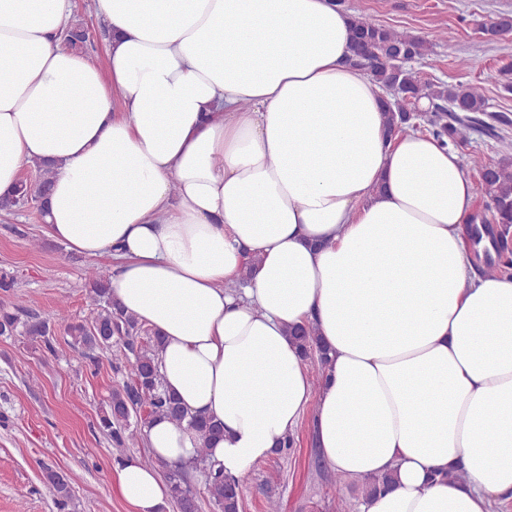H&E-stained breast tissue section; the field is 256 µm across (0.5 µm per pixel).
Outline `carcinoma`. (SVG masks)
<instances>
[{
    "instance_id": "obj_1",
    "label": "carcinoma",
    "mask_w": 512,
    "mask_h": 512,
    "mask_svg": "<svg viewBox=\"0 0 512 512\" xmlns=\"http://www.w3.org/2000/svg\"><path fill=\"white\" fill-rule=\"evenodd\" d=\"M482 30L488 40H495L512 32V17H496L483 23ZM65 45L81 53L92 48L82 22H76L66 32ZM350 52V63L391 91L393 99L386 101L385 113L392 134L411 120L423 119L414 112L418 111L417 104L424 98L435 112V116L428 120L427 133L454 149L468 141L478 124L494 131L496 125L509 123L507 117L499 114L492 115V124L475 117L477 113L487 112V106L483 96L470 86L422 83L418 72L408 68L405 61L429 58L433 53V43L429 40L384 26L370 15L358 14L351 30ZM473 163L476 171L483 174L478 190L486 201L484 208L474 213L470 220L473 224L496 226L492 239L498 261L487 264V271L505 273L512 269V258L506 255L508 236L512 234V158L505 157L491 165L479 159ZM49 182L48 173L37 171L35 179L20 182L14 197L1 199L0 207L10 210L29 201L41 203V195L45 194ZM83 275L97 303V314L89 324L72 320L63 307L51 320L31 313L23 298L12 293L14 276L1 273L0 291L10 299L0 306V336H25L54 354L59 345L55 331L60 328L68 336L65 344L73 349H86V357L93 367H99L97 351L108 355V362L117 373L122 371L124 364H132L133 371L122 386L112 391L97 423L99 432L112 445L122 448L152 416L160 414L180 423L188 413L163 384L157 362L159 339L156 334L112 302L107 286L108 270L88 266ZM293 340L306 358L313 360L318 369H323L327 352L319 345L311 327L296 329ZM191 423L203 441L192 468L203 466L211 470V477L205 482L210 504L215 512H240L238 481L213 469L208 457L210 444L223 434V425L213 420L193 419ZM162 468L170 501L183 512H198L197 494L188 479L189 468L168 464ZM43 477L55 505L63 512L72 500L69 478L51 467L44 468Z\"/></svg>"
}]
</instances>
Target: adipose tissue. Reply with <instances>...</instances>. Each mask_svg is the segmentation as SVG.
Masks as SVG:
<instances>
[{
  "mask_svg": "<svg viewBox=\"0 0 512 512\" xmlns=\"http://www.w3.org/2000/svg\"><path fill=\"white\" fill-rule=\"evenodd\" d=\"M107 69L68 51L72 0H0V198L53 185L47 236L113 260L110 293L162 339L165 387L218 420L235 479L302 419L330 469L392 474L358 512H494L512 500V277L479 274L457 150L388 136L331 0H98ZM328 363L312 376L291 326ZM190 464L188 423L144 429ZM134 512L157 468L113 467Z\"/></svg>",
  "mask_w": 512,
  "mask_h": 512,
  "instance_id": "ef3b65f1",
  "label": "adipose tissue"
}]
</instances>
